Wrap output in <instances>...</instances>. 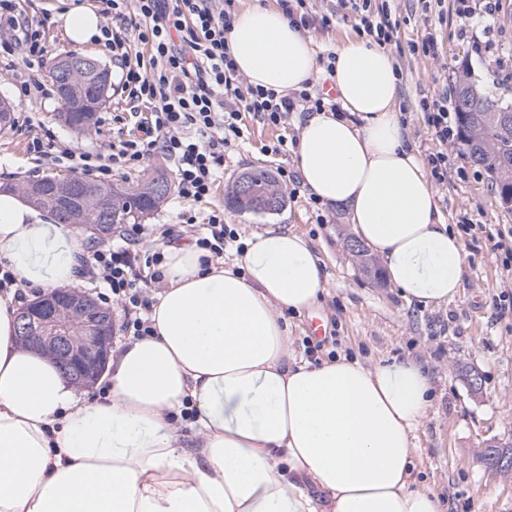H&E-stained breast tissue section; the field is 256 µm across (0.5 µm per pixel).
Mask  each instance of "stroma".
Returning a JSON list of instances; mask_svg holds the SVG:
<instances>
[{"instance_id": "1", "label": "stroma", "mask_w": 512, "mask_h": 512, "mask_svg": "<svg viewBox=\"0 0 512 512\" xmlns=\"http://www.w3.org/2000/svg\"><path fill=\"white\" fill-rule=\"evenodd\" d=\"M89 6L93 0H19L22 15L45 20L56 55L77 54L111 64L105 45L87 47L71 42L61 15L72 2ZM388 7L397 22L389 47L400 73L398 106L408 124L409 137L419 155L436 147L425 123L423 100L443 86L471 74L497 94L512 96V0H498L492 14H484L483 0H473L479 16L465 18L460 0H376ZM316 15L332 16L329 26L313 25L306 34L317 53L334 49L348 37L360 36L358 17L342 0H308ZM434 34L441 51L431 57L419 51L426 34ZM19 64H0V96L12 103L11 125L0 128V182H17L33 175H72L66 161L36 159L29 149L36 137H49L75 152L109 157L112 144L133 133L137 114L121 91H112L98 111L95 125L78 132L58 120L56 89L47 69L39 79L45 92L20 96ZM300 113L288 123L273 126L247 114V140L228 151L224 174L210 203H199L197 215L223 206L224 189L250 166L276 170L293 168V154L272 151L279 139L300 132ZM452 165L448 180L435 184L440 212L460 234L467 253L466 272L458 297L448 303L419 306L407 303L384 277L366 273L347 247L353 230L344 207H315L301 183L285 191L288 201L276 213H239L225 208L224 220L240 237L265 227L291 228L307 236L326 265L327 293L312 313L288 317L292 344L304 351L311 335L310 314L321 315L328 327L321 357L341 354L372 364L389 358H411L427 370L434 398L418 433L414 451L418 488L438 496L445 512H512V478L489 471L479 452L486 443H512V313L500 314L496 300L512 291V264L495 247L501 232L512 228V212L498 203L491 176L474 164L458 141L448 143ZM479 373L481 386L471 390L468 376Z\"/></svg>"}]
</instances>
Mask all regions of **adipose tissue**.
I'll return each instance as SVG.
<instances>
[{
	"instance_id": "ef3b65f1",
	"label": "adipose tissue",
	"mask_w": 512,
	"mask_h": 512,
	"mask_svg": "<svg viewBox=\"0 0 512 512\" xmlns=\"http://www.w3.org/2000/svg\"><path fill=\"white\" fill-rule=\"evenodd\" d=\"M228 45L240 73L281 94L318 69L310 39L272 7L235 13ZM334 55L340 109L304 119L301 183L347 208L407 302L453 301L466 254L409 141L394 58L360 37ZM36 215L0 194V258L24 283H72L81 230ZM245 244L229 264L166 248L154 333L116 349L93 397L20 344L14 293H0V512H443L412 475L431 407L422 364L297 356L286 315L325 295L323 259L289 228ZM187 409L190 441L177 428Z\"/></svg>"
}]
</instances>
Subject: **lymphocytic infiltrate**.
Here are the masks:
<instances>
[{
    "label": "lymphocytic infiltrate",
    "mask_w": 512,
    "mask_h": 512,
    "mask_svg": "<svg viewBox=\"0 0 512 512\" xmlns=\"http://www.w3.org/2000/svg\"><path fill=\"white\" fill-rule=\"evenodd\" d=\"M104 18L105 45L120 69L121 91L130 102L144 105L139 134L112 147L111 165H94L89 153H75L55 141L33 139L38 156L68 160L73 168L110 173L112 168H136L154 155L174 166L179 197L188 203L211 199L228 150L245 137L244 113L273 126L287 124L296 112H319L324 95L308 90L288 96L257 87L238 71L229 52L234 0H99ZM359 14L363 30L380 46L389 45L396 27L388 10H373L371 0H348ZM54 54L44 21L18 14L15 0H0V58L19 56L26 68L20 95L38 96L43 85L36 73ZM450 92H442L426 106V123L439 151L426 157L432 180L448 176L446 145L455 129ZM180 223L194 227L196 247L209 260L224 259L238 233L224 221V210L212 207L204 218L192 212L179 215ZM144 232L131 225L119 242L88 253L83 275L122 307L120 330L141 339L152 335L149 319L151 293L161 288L164 250L140 248Z\"/></svg>",
    "instance_id": "lymphocytic-infiltrate-1"
}]
</instances>
